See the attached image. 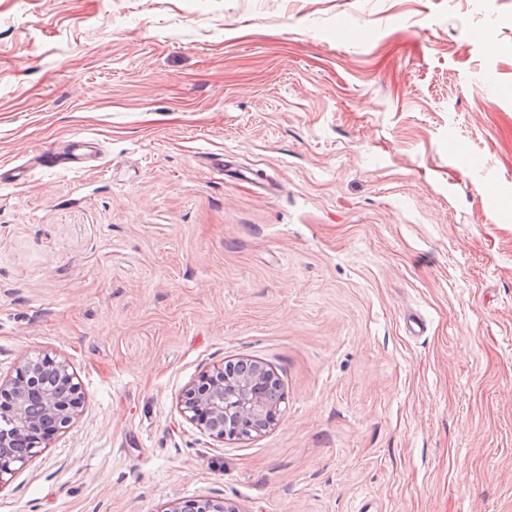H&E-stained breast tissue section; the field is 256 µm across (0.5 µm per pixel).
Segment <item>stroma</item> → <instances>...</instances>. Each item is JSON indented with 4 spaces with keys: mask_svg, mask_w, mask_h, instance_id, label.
Returning <instances> with one entry per match:
<instances>
[{
    "mask_svg": "<svg viewBox=\"0 0 512 512\" xmlns=\"http://www.w3.org/2000/svg\"><path fill=\"white\" fill-rule=\"evenodd\" d=\"M1 164L0 379L84 403L0 512H512V0H0ZM204 373L181 399L186 419L208 435L222 439H248L277 420L281 403L275 372L260 362ZM268 420L266 427L256 422ZM168 512H239L229 501L219 499H191L179 503V506Z\"/></svg>",
    "mask_w": 512,
    "mask_h": 512,
    "instance_id": "1",
    "label": "stroma"
}]
</instances>
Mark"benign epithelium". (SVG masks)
I'll list each match as a JSON object with an SVG mask.
<instances>
[{
	"label": "benign epithelium",
	"mask_w": 512,
	"mask_h": 512,
	"mask_svg": "<svg viewBox=\"0 0 512 512\" xmlns=\"http://www.w3.org/2000/svg\"><path fill=\"white\" fill-rule=\"evenodd\" d=\"M82 387L69 365L49 355L26 359L17 375L0 384V484L16 465L71 427L82 406ZM281 403L275 372L260 362L215 368L189 386L181 399L186 419L217 439H248L272 425ZM171 512H239L231 502L191 499Z\"/></svg>",
	"instance_id": "7a95c632"
}]
</instances>
